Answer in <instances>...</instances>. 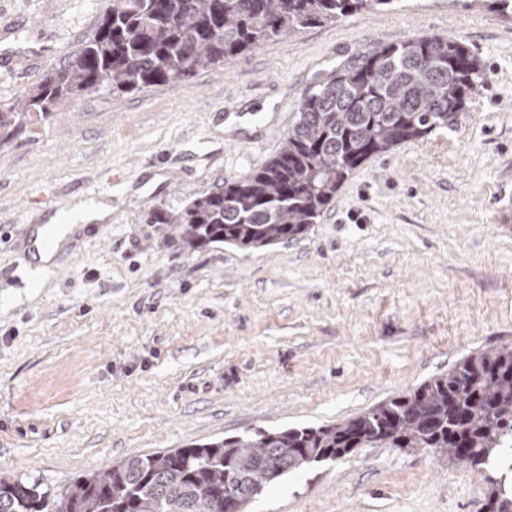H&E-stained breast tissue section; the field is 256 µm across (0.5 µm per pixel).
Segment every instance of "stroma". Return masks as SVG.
Wrapping results in <instances>:
<instances>
[{"instance_id":"obj_1","label":"stroma","mask_w":512,"mask_h":512,"mask_svg":"<svg viewBox=\"0 0 512 512\" xmlns=\"http://www.w3.org/2000/svg\"><path fill=\"white\" fill-rule=\"evenodd\" d=\"M106 3L0 0V107L92 38ZM419 36L466 44L484 84L451 127L354 170L303 238L189 250L152 223L273 157L338 69ZM93 189L108 228L63 269L26 276L0 241V475L55 499L129 457L348 419L512 341V16L400 0L183 87L60 102L0 144V225L49 223ZM491 473L360 448L270 484L248 512H487Z\"/></svg>"}]
</instances>
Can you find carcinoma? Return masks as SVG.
Here are the masks:
<instances>
[{"label": "carcinoma", "mask_w": 512, "mask_h": 512, "mask_svg": "<svg viewBox=\"0 0 512 512\" xmlns=\"http://www.w3.org/2000/svg\"><path fill=\"white\" fill-rule=\"evenodd\" d=\"M395 2L109 0L91 40L0 109V142L87 92L185 86L198 70L274 37ZM484 80L480 60L461 42L423 36L379 45L302 98L274 158L178 211L155 212V223L192 250L297 240L355 169L450 126ZM365 447L423 448L471 466L501 459L512 471V342L472 351L341 422L224 437L78 476L55 512H247L268 483ZM503 479L487 478L488 512H512ZM49 497L36 480L0 476V512H48Z\"/></svg>", "instance_id": "1"}]
</instances>
